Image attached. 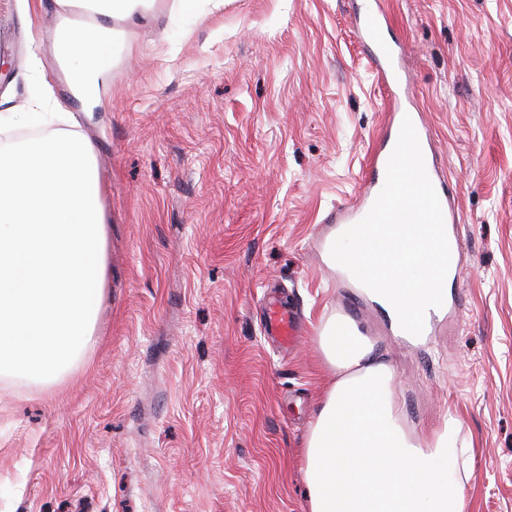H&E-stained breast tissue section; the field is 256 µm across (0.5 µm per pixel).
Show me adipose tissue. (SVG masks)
I'll list each match as a JSON object with an SVG mask.
<instances>
[{"instance_id":"adipose-tissue-1","label":"adipose tissue","mask_w":512,"mask_h":512,"mask_svg":"<svg viewBox=\"0 0 512 512\" xmlns=\"http://www.w3.org/2000/svg\"><path fill=\"white\" fill-rule=\"evenodd\" d=\"M57 3L56 57L75 96L99 100L118 24L150 18L156 0ZM74 8L93 24H74ZM318 344L329 381L303 452L308 512H464L472 448L459 437L460 421L446 417L430 436L410 433L394 403L391 366L347 315L330 316Z\"/></svg>"}]
</instances>
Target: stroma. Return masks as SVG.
Instances as JSON below:
<instances>
[{"label":"stroma","instance_id":"35a3bbf8","mask_svg":"<svg viewBox=\"0 0 512 512\" xmlns=\"http://www.w3.org/2000/svg\"><path fill=\"white\" fill-rule=\"evenodd\" d=\"M388 16L458 205L462 306L419 343L336 273L323 238L353 200L388 97L355 19ZM55 0H0V114L38 74L79 116L109 214L106 299L58 381L0 379V512H308L302 443L328 372L320 324L354 319L406 427L471 442L467 512H512V0H158L123 27L107 89L75 98ZM38 70H31L33 58ZM307 334L268 341V297Z\"/></svg>","mask_w":512,"mask_h":512}]
</instances>
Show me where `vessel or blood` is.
I'll return each mask as SVG.
<instances>
[{
    "label": "vessel or blood",
    "instance_id": "b4317fda",
    "mask_svg": "<svg viewBox=\"0 0 512 512\" xmlns=\"http://www.w3.org/2000/svg\"><path fill=\"white\" fill-rule=\"evenodd\" d=\"M371 63L387 89L390 102L389 115L383 131V144L372 153L369 161L371 175L361 185L354 200L337 207L334 218L336 230L340 233L344 232L348 225L356 224L370 211L384 186L387 163L396 145L402 121L406 118L411 119L419 139L427 175L439 197L448 244L455 256L448 273L453 278H460L462 275V262L459 258L461 242L457 229L455 201L449 196L447 181L431 153L429 130L421 112L411 109L406 104L409 87L396 62L393 47L386 42L376 40L371 52ZM264 332L278 337L285 344H293L300 334L295 310L281 303L270 304L267 309Z\"/></svg>",
    "mask_w": 512,
    "mask_h": 512
}]
</instances>
